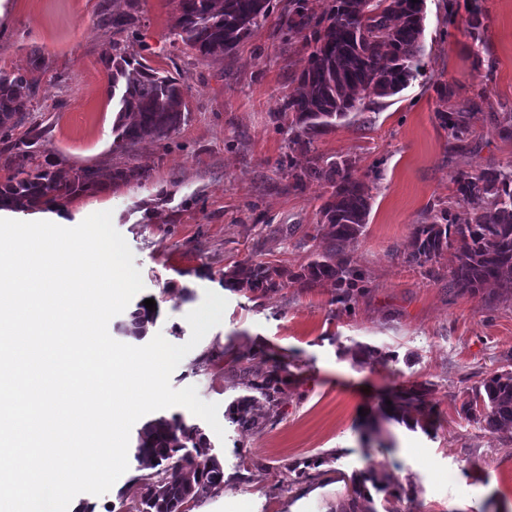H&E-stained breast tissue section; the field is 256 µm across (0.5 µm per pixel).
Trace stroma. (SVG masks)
<instances>
[{
    "mask_svg": "<svg viewBox=\"0 0 512 512\" xmlns=\"http://www.w3.org/2000/svg\"><path fill=\"white\" fill-rule=\"evenodd\" d=\"M111 6L5 0L0 70L27 68L34 48L55 61L13 139L39 123L64 170L149 172L146 185L105 181L61 204L71 227L93 209L111 212L141 272L137 298L156 303L150 334L184 344L185 316L205 290L227 299L221 325L184 357L173 388L196 386L224 412L246 390L223 367L201 364L202 353L227 348L288 365L279 422L253 432L225 419L224 436H211L226 484L192 512H338L352 477L370 468L390 483L369 490L376 512H512V428L492 433L460 415L483 378L512 372V299L450 291L452 255L435 277L407 260L415 224L447 200L454 170L512 162V142L491 134L474 155L449 160L436 115L441 80L463 98L486 90L492 111L512 112V0H482L480 43L462 32L463 0H425L422 76L315 140L316 154L355 159L364 182L378 184L354 254L368 287L349 312L329 283L268 295L223 285L225 273L251 260L296 270L310 259L302 241L319 221L325 190L314 181L293 187L280 169L289 155L280 110L305 65L301 42L283 41L272 15L232 55L201 58L173 40V0H146L129 49L180 80L190 112L169 138L121 151L101 61L112 36L92 28L95 14ZM416 383L431 388L432 422L392 418L382 398ZM312 459L319 480L292 483L287 464ZM395 483L405 495H392Z\"/></svg>",
    "mask_w": 512,
    "mask_h": 512,
    "instance_id": "obj_1",
    "label": "stroma"
}]
</instances>
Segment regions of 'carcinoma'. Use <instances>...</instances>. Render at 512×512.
<instances>
[{"mask_svg":"<svg viewBox=\"0 0 512 512\" xmlns=\"http://www.w3.org/2000/svg\"><path fill=\"white\" fill-rule=\"evenodd\" d=\"M125 8L112 11L93 22L114 36L128 32L142 11V0H124ZM175 39L187 51L201 57L234 53L238 44L273 12L272 0H174ZM468 17L464 31L479 37L484 27L480 0H465ZM425 0H288L278 17V26L288 41L300 39L307 49V62L295 92L285 97L282 115L288 123V149L309 155L300 171L288 165V177L298 186L307 179L326 187L327 198L312 242L323 243L319 252L298 271L263 261H249L232 272L228 283L250 293L277 292L290 284L315 288L324 282L336 288L335 302L352 309L364 293L365 275L354 260L370 212L371 188L358 176L356 163L348 158L327 161L311 153L321 135L336 128L350 114L370 109L377 98L394 96L422 75ZM111 72L110 95L116 112L112 131L116 148L126 150L144 139L164 140L184 122L187 104L176 78L163 75L145 57L127 55L114 40L102 55ZM50 57L36 53L26 73L0 71V157L8 172L0 183V208L20 211L67 198L97 184L99 170L81 167L62 180L56 162L45 155V130L29 129L27 138L14 141L12 129L31 111L39 75L52 69ZM437 117L448 130V158H465L480 148L474 120L483 116L489 132L512 142V112H486V90L461 101L454 100V85L437 83ZM115 182L148 181L147 171L126 168L109 173ZM448 201L426 211L414 226L407 260L436 275L435 264L453 251L449 289L477 296L495 288L497 297L512 296V163L490 165L468 171L458 169L451 177ZM467 207L462 219L455 208ZM156 312L139 303L122 325L125 335L145 337ZM229 350L205 357L225 360L227 371L243 381L250 394L236 400L228 416L237 427L261 431L279 421L280 414L255 413L259 398L277 401L283 392L288 366L267 365L256 357H227ZM430 389L417 384L395 395L392 416L404 418L428 404ZM468 420L484 424L494 433L512 425V374H493L475 387L472 397L461 405ZM134 457L140 468L150 470L135 479L128 512H191L193 505L224 491V465L213 452L210 440L197 424L180 414L159 416L137 431ZM379 482L370 469L354 475L352 489L342 512H374L366 483Z\"/></svg>","mask_w":512,"mask_h":512,"instance_id":"obj_1","label":"carcinoma"}]
</instances>
